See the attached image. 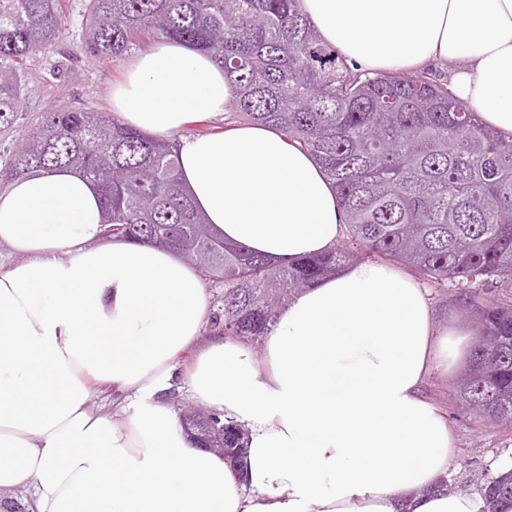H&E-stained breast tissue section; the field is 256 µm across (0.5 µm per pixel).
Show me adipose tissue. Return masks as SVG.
<instances>
[{"label":"adipose tissue","mask_w":512,"mask_h":512,"mask_svg":"<svg viewBox=\"0 0 512 512\" xmlns=\"http://www.w3.org/2000/svg\"><path fill=\"white\" fill-rule=\"evenodd\" d=\"M361 72L445 66L453 96L512 134V0H299ZM123 125L177 153L207 223L276 262L334 249L345 216L312 157L276 130L223 121L234 91L205 52L162 39L112 88ZM99 188L58 169L0 191V512H482L438 485L457 449L423 393L451 374L458 327L381 261L346 267L283 307L260 348L210 333L201 271L103 236ZM247 431L245 467L198 447L168 391ZM110 391L111 407L92 402Z\"/></svg>","instance_id":"1"}]
</instances>
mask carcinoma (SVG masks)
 Returning <instances> with one entry per match:
<instances>
[{
    "label": "carcinoma",
    "mask_w": 512,
    "mask_h": 512,
    "mask_svg": "<svg viewBox=\"0 0 512 512\" xmlns=\"http://www.w3.org/2000/svg\"><path fill=\"white\" fill-rule=\"evenodd\" d=\"M85 13L86 47L99 59L162 38L208 52L236 92L235 111L324 168L345 210L343 239L291 265L224 243L184 193L169 146L82 107L46 112L9 176L80 169L112 213L105 233L165 246L224 285L211 328L226 338L262 339L295 295L365 260L406 265L440 292L465 291L461 313L478 330L456 406L512 428V293L486 302L474 290L512 289V136L487 128L429 72L352 71L298 0H85ZM64 26L62 0H0V122L23 106L22 62L55 46ZM215 416L225 454L242 460L244 428ZM477 490L494 512L512 498V472L481 478Z\"/></svg>",
    "instance_id": "1"
}]
</instances>
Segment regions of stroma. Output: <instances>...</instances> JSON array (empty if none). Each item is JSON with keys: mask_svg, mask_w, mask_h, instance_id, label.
<instances>
[{"mask_svg": "<svg viewBox=\"0 0 512 512\" xmlns=\"http://www.w3.org/2000/svg\"><path fill=\"white\" fill-rule=\"evenodd\" d=\"M68 26L57 46L32 53L25 65L27 99L11 125H0V189L6 187L9 159L37 125L44 110L75 105L111 114L109 93L119 81L126 58L100 60L90 56L83 45L85 12L83 0H65ZM456 375L430 376L424 397L449 410L448 422L455 436L457 455L451 472L456 482L476 479L496 469L503 451L512 452V430L477 423L473 417L452 411Z\"/></svg>", "mask_w": 512, "mask_h": 512, "instance_id": "35a3bbf8", "label": "stroma"}]
</instances>
